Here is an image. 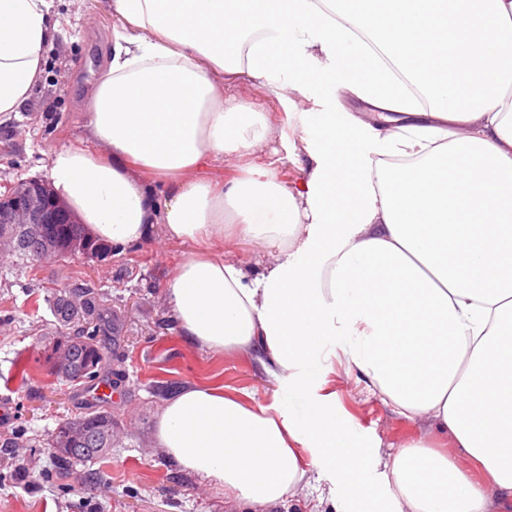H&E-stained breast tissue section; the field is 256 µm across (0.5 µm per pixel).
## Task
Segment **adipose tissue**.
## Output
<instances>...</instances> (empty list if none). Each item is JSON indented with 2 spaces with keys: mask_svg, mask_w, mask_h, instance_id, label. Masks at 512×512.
<instances>
[{
  "mask_svg": "<svg viewBox=\"0 0 512 512\" xmlns=\"http://www.w3.org/2000/svg\"><path fill=\"white\" fill-rule=\"evenodd\" d=\"M112 59L88 98L100 151L48 180L92 239L212 245L166 286L173 322L257 356L276 407L199 385L158 445L265 512L310 475L362 497L381 467L336 411L331 355L427 438L386 467L380 512H512V0H110ZM47 0H0V118L41 75ZM240 76L269 90L225 96ZM350 93L369 109L344 108ZM236 176L211 182L217 162ZM295 183L279 182V165ZM163 180L165 200L151 182ZM257 258L225 256L227 235Z\"/></svg>",
  "mask_w": 512,
  "mask_h": 512,
  "instance_id": "obj_1",
  "label": "adipose tissue"
}]
</instances>
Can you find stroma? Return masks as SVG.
<instances>
[{
    "label": "stroma",
    "mask_w": 512,
    "mask_h": 512,
    "mask_svg": "<svg viewBox=\"0 0 512 512\" xmlns=\"http://www.w3.org/2000/svg\"><path fill=\"white\" fill-rule=\"evenodd\" d=\"M52 44L42 55L41 81L22 112L0 124V194L45 178L57 150L86 145V97L107 67L112 47L108 0H50ZM189 248L157 225L151 239L103 258L81 256L38 262L0 257V402L14 415L0 421V512H251L223 488L188 476L159 448L155 424L165 404L157 386L179 391L196 384L243 389L255 406L274 402V381L256 358L213 353L187 342L170 316L166 283ZM94 285L105 306L120 317L102 337L108 359L101 371L117 392L112 451L98 461L58 469L47 440L59 423L89 406L80 389L52 375L46 345L59 324L51 300L73 284ZM34 367L15 374L16 357ZM337 405L367 435L380 460L426 433L428 423L393 414L364 384L334 366ZM15 439L4 447L5 439ZM25 469V481L14 478Z\"/></svg>",
    "instance_id": "35a3bbf8"
}]
</instances>
